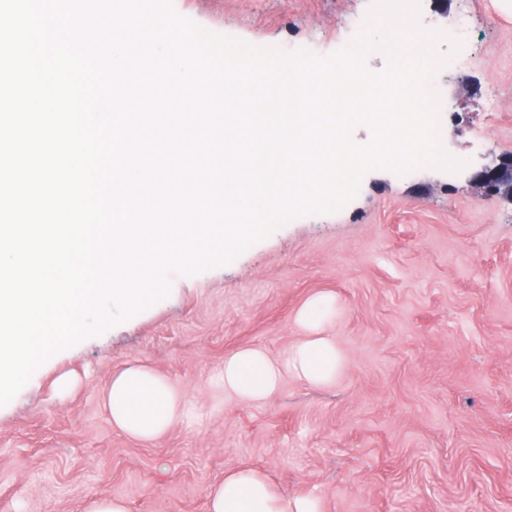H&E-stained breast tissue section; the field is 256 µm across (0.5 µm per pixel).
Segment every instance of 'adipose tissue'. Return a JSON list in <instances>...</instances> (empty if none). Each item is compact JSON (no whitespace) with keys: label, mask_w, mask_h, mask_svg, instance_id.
Masks as SVG:
<instances>
[{"label":"adipose tissue","mask_w":512,"mask_h":512,"mask_svg":"<svg viewBox=\"0 0 512 512\" xmlns=\"http://www.w3.org/2000/svg\"><path fill=\"white\" fill-rule=\"evenodd\" d=\"M331 299H312L299 315L305 334L279 359L258 348L236 351L224 359L221 381L225 390L260 402L277 391L283 375L311 385L335 380L343 368L336 344L321 333L333 313ZM113 426L128 436L151 442L161 438L186 409L168 381L144 364H131L113 374L104 394ZM210 512H282L268 480L250 468L227 472L223 483L208 492Z\"/></svg>","instance_id":"adipose-tissue-1"}]
</instances>
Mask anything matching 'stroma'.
Segmentation results:
<instances>
[{"label":"stroma","instance_id":"stroma-1","mask_svg":"<svg viewBox=\"0 0 512 512\" xmlns=\"http://www.w3.org/2000/svg\"><path fill=\"white\" fill-rule=\"evenodd\" d=\"M375 0H173L202 27L326 57ZM469 37L431 86L444 149L465 166L368 173L338 212L293 220L232 263L172 275L169 295L58 352L0 406V512H210L227 471L259 470L321 512H512V202L472 174L512 154V0H419L417 22ZM498 108L488 112V90ZM316 295L345 358L333 382L284 376L266 403L218 384L225 356H282ZM142 362L191 406L154 442L112 425L104 391ZM79 378L68 395L64 373Z\"/></svg>","mask_w":512,"mask_h":512}]
</instances>
